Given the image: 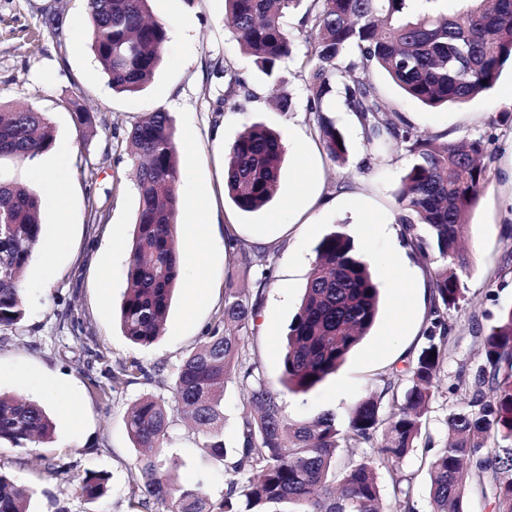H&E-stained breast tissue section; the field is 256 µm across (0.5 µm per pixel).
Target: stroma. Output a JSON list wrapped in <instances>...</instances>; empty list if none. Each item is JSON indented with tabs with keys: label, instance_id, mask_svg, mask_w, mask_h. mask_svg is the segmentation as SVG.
<instances>
[{
	"label": "stroma",
	"instance_id": "obj_1",
	"mask_svg": "<svg viewBox=\"0 0 512 512\" xmlns=\"http://www.w3.org/2000/svg\"><path fill=\"white\" fill-rule=\"evenodd\" d=\"M151 10L167 27L162 62L142 92L125 95L112 91L89 47L86 0H0V103L44 112L54 136L49 152L5 169L43 200V240L24 282L26 314L14 327L0 331V393L40 403L55 423L51 443L23 451L0 445V468L29 489L30 512H128L140 475L127 412L145 395L170 399L173 369L223 309L225 289L260 292L258 316L242 336L265 379L278 382L288 326L316 248L332 231L352 235L357 251L372 260L382 305L370 333L335 374L309 392L285 394L288 416L304 420L328 410L345 416L358 397L381 390L384 378L415 359L424 344L431 309L427 302L404 315L401 335L385 333L396 314L394 294L386 284L392 248L405 241L396 222V194L412 155L402 147L385 155L370 150L339 96L330 117L346 138L348 160L342 165L332 161L307 110L303 55L281 65L294 109L279 111L271 103L275 85L224 25V0H151ZM48 14L60 18L55 30L42 26ZM232 76L244 91L233 104L220 105ZM371 78L390 108L420 134L442 141L481 137L491 142L485 159L489 181L468 215L465 245L473 269L465 280L466 300L460 311L448 314L454 355L443 365L427 422L428 443L398 463L400 472L413 479L415 512H430L425 463L447 440L446 419L455 401L448 393L449 378L460 369L475 370L481 361L480 332L495 323L501 309L512 306V272L502 271L512 265V187L499 179L502 167L512 163V65L504 67L489 93L437 110L405 97L380 70H373ZM73 97L94 117L93 130L82 142L76 137L74 114L64 104ZM158 108L175 120L181 167L177 190L185 202L178 222L194 223L190 205L200 203L208 211L214 237L200 258L209 283L195 299L188 288L177 289L161 336L143 347L132 345L120 324L138 204L125 133ZM254 123L281 132L285 155L272 201L260 211L245 213L224 194V150ZM87 157L97 164L95 176L82 171ZM301 160L317 177L303 205L292 209L288 199ZM59 168L68 173L62 209L50 178ZM94 207L103 211L97 223L90 216ZM366 214L382 223L369 241L355 232ZM231 225L266 235L263 251L270 257L272 275L264 288L255 285L259 270L245 267L238 251L227 246ZM104 279L112 285L107 294L100 288ZM132 358L143 365L145 377L116 387L110 401H102L96 383H111L113 373ZM169 414L173 440L164 453L180 462L176 481L220 500L229 482L224 463L201 448L177 406L171 405ZM47 458L68 463V471L47 473ZM90 470L108 474L109 490L87 503L74 497L73 490Z\"/></svg>",
	"mask_w": 512,
	"mask_h": 512
}]
</instances>
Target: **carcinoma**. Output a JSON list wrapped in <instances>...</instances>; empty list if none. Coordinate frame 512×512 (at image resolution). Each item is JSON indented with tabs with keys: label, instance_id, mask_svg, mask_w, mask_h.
I'll return each mask as SVG.
<instances>
[{
	"label": "carcinoma",
	"instance_id": "obj_1",
	"mask_svg": "<svg viewBox=\"0 0 512 512\" xmlns=\"http://www.w3.org/2000/svg\"><path fill=\"white\" fill-rule=\"evenodd\" d=\"M149 2L87 0L90 47L117 93L143 90L161 62L167 28L152 17ZM412 2L225 0L227 25L269 77L293 56L297 35L309 41L307 108L317 114L318 135L332 160L343 164L348 157L343 132L325 115V103L338 89L369 143L383 150L400 144L413 156L396 195L397 221L408 244L433 264L424 346L406 370L383 380L380 392L354 402L345 422L333 412L291 420L283 393H307L336 373L373 327L380 294L370 263L342 231L320 241L289 325L278 387L247 360L236 333L256 320L259 299L240 288L225 289L223 311L174 368L171 396L212 458L233 457L229 490L216 503L177 484L172 470L178 463L162 454L171 432L165 401L144 396L127 415L135 447L149 451L138 461L142 483L131 493L130 512H381L379 465L390 474L397 512H414L412 478L395 463L425 433L444 356L451 352L445 313L460 309L465 299L471 260L460 240L466 215L485 189L488 146L481 137L438 143L402 118L393 121L370 71H384L406 95L432 108L484 95L512 63V0H453L455 6L446 8L444 0H422L417 12ZM301 6L294 29L288 16ZM126 142L138 208L120 322L131 343L147 346L160 336L182 278L176 237L180 163L172 116L164 109L147 113L132 125ZM52 146L44 113L0 107V160L31 161ZM283 162L278 132L263 124L245 128L226 149L224 188L230 200L244 212L265 208ZM41 208V197L28 185L0 177V329L24 316L23 284L43 238ZM242 261L261 268L258 287L265 286L271 272L265 257L244 251ZM482 350L472 381L461 371L448 384L459 401L448 411L445 445L427 464L431 512H464L465 491L474 481L491 512H512V307L500 311L482 338ZM139 375L147 373L132 359L112 382ZM232 376L245 387L255 412L242 417L237 446L230 450L223 399ZM384 401L390 406L386 416ZM381 429L388 441L377 450L378 460L337 465L342 448L369 444ZM53 432L41 405L0 395V444L29 448L49 442ZM107 490L106 476L89 471L76 493L96 500ZM29 503L30 491L0 469V512H29Z\"/></svg>",
	"mask_w": 512,
	"mask_h": 512
}]
</instances>
